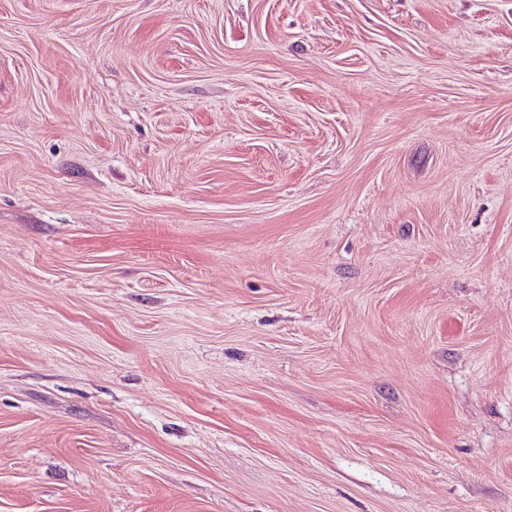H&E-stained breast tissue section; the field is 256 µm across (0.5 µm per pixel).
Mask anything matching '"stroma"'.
Here are the masks:
<instances>
[{"label": "stroma", "instance_id": "1", "mask_svg": "<svg viewBox=\"0 0 512 512\" xmlns=\"http://www.w3.org/2000/svg\"><path fill=\"white\" fill-rule=\"evenodd\" d=\"M0 512H512V0H0Z\"/></svg>", "mask_w": 512, "mask_h": 512}]
</instances>
